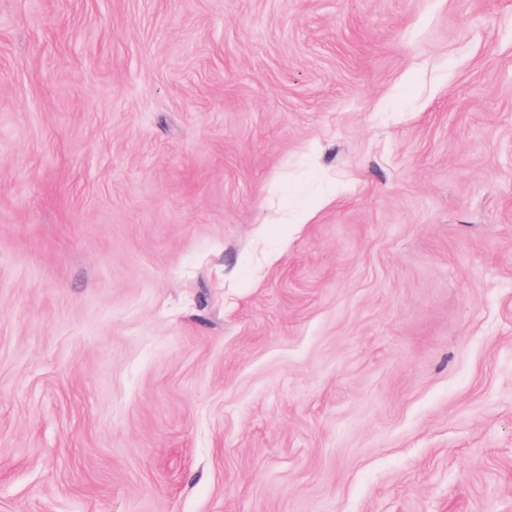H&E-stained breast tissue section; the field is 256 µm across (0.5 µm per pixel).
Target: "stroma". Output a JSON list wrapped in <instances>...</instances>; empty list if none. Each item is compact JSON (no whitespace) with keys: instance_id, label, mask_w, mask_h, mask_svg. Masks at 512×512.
Masks as SVG:
<instances>
[{"instance_id":"obj_1","label":"stroma","mask_w":512,"mask_h":512,"mask_svg":"<svg viewBox=\"0 0 512 512\" xmlns=\"http://www.w3.org/2000/svg\"><path fill=\"white\" fill-rule=\"evenodd\" d=\"M0 512H512V0H0Z\"/></svg>"}]
</instances>
